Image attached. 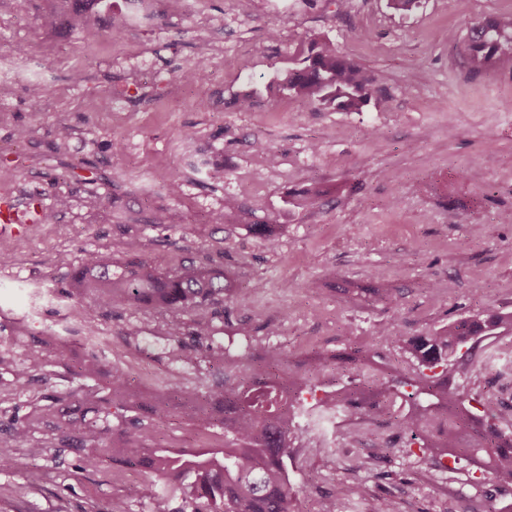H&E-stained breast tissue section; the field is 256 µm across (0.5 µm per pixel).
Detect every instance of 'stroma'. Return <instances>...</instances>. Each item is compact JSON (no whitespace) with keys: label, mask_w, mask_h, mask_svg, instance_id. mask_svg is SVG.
Here are the masks:
<instances>
[{"label":"stroma","mask_w":512,"mask_h":512,"mask_svg":"<svg viewBox=\"0 0 512 512\" xmlns=\"http://www.w3.org/2000/svg\"><path fill=\"white\" fill-rule=\"evenodd\" d=\"M54 0H0V55L40 68L48 89L33 100L22 85L0 86V196H36L56 212L26 236L0 235L13 271L0 272V324L17 345L52 330L71 335L63 354L34 372L25 391L0 376V411H14L52 390L80 387L69 375L82 356L76 341L95 326L120 345L111 363L144 362L169 393L205 388L224 376V349L238 323H249L250 351L280 346L300 368L315 350L335 354L324 379L354 382L345 357L371 345L378 363L412 376L405 357L376 340V326L421 336L463 315L493 306L512 311V60L486 72L469 70L471 29L512 13V0H420L400 12L389 0H112L128 16L120 39L98 37V58L84 41L44 14ZM331 39L375 77V94L361 112H344L280 92L277 75L306 39ZM39 47L36 55L17 47ZM208 57L192 85L181 73ZM80 82H73V75ZM253 94L251 109L239 97ZM71 127L59 141V124ZM27 130L18 139V130ZM121 152H114V143ZM178 191H171L172 180ZM315 184L334 195L299 207L296 196ZM239 209L212 223L225 198ZM253 224H279L275 243ZM157 267L183 260L223 264L240 297L215 317L212 362L170 378L163 363L178 345L165 320L124 307L77 311L64 294L71 272L88 254L127 260L132 234ZM338 279L329 283L326 270ZM361 299L343 294L346 283ZM399 291L398 305L373 296ZM139 333L126 335L129 324ZM466 389L495 397L500 421L512 422V335L486 340L470 361ZM375 422V434L335 448L298 435L289 479L299 512L338 494L337 512H378L386 499L400 512H512V488L478 480L476 465H445L405 451L406 436L373 410L340 413V431ZM156 436L193 446L198 432L182 406L155 420ZM388 451H380V442ZM73 448L45 457L20 456L0 473V512H111L123 499L129 512H151L136 469L103 463L94 473L74 467ZM43 472L30 487V471Z\"/></svg>","instance_id":"obj_1"}]
</instances>
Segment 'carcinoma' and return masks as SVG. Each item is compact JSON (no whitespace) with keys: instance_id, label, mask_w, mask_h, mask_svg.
Masks as SVG:
<instances>
[{"instance_id":"obj_1","label":"carcinoma","mask_w":512,"mask_h":512,"mask_svg":"<svg viewBox=\"0 0 512 512\" xmlns=\"http://www.w3.org/2000/svg\"><path fill=\"white\" fill-rule=\"evenodd\" d=\"M71 28L96 37L94 9L112 11L106 0H70ZM512 55V13L475 26L468 56L471 69L482 71L502 56ZM374 76L344 57L331 41L312 39L278 79L280 91L345 112H361L374 95ZM133 259L112 266V259L87 257L71 273L68 297L87 310L123 306L170 312L180 316L175 331L195 338L191 350L183 344L171 358L181 365L197 363L204 342L215 336L213 322L198 316L239 295L230 271L221 265L201 266L185 261L171 272L159 270L142 257L143 241L132 236L124 243ZM505 333L512 335V312L488 307L460 317L424 336L408 339L379 326L375 335L410 354L414 377L395 380L390 375L365 371L371 348H356L349 360L361 372L358 383L344 385L326 398L333 407L341 394L350 399L365 395L378 411L392 406L397 386H410L408 408L397 409L392 423L411 436L418 450L481 462L479 470L502 488L512 487V434L495 424L499 404L482 393L469 394L451 386L464 374L461 363L480 344ZM52 338H37L23 352L0 349V372L13 374L16 388H24L31 373L47 363ZM235 370L206 390L186 388L180 398L191 404L192 416L207 433L222 430L220 441L204 439L189 448L166 446L156 439L151 425L126 417L142 412L152 417L165 413L160 398L128 388L124 373L104 370L97 351H84L77 375L94 385L51 391L30 402L26 412L0 418V471L17 462L20 452L43 455L48 435L57 434L65 448L81 451L75 469L95 472L101 463L136 466L158 482L145 496L152 512H296V491L288 480L293 460V438L304 394L319 388L316 377L293 371L288 355L271 345L256 357L245 350L237 355Z\"/></svg>"}]
</instances>
